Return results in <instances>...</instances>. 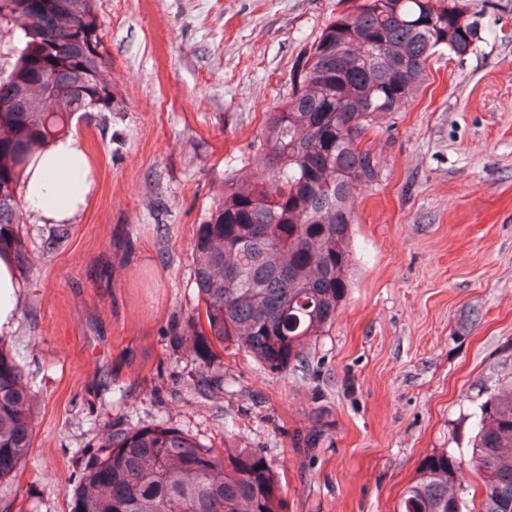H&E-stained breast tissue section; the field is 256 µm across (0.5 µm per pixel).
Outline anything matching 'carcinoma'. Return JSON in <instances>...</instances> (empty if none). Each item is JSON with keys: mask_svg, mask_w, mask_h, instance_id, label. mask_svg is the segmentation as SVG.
Instances as JSON below:
<instances>
[{"mask_svg": "<svg viewBox=\"0 0 512 512\" xmlns=\"http://www.w3.org/2000/svg\"><path fill=\"white\" fill-rule=\"evenodd\" d=\"M0 18L25 36L0 82V252L23 260L29 160L83 108L112 111L113 96L101 80L96 0H0ZM477 40L465 0H361L298 57L291 93L266 119L269 174L227 178L193 239L197 307L182 334L204 368L226 344L273 373L299 366L351 287L350 199L379 174L363 138L410 104L435 54L461 58ZM34 399L20 364L0 351V484L26 461ZM474 417L469 462L452 452L426 458L398 512L512 509V381L487 391ZM466 464L482 480L477 509L464 497ZM70 494L71 512H285L266 458L249 448L223 454L165 422L112 429Z\"/></svg>", "mask_w": 512, "mask_h": 512, "instance_id": "cac0c4a2", "label": "carcinoma"}]
</instances>
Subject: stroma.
Returning <instances> with one entry per match:
<instances>
[{"label": "stroma", "mask_w": 512, "mask_h": 512, "mask_svg": "<svg viewBox=\"0 0 512 512\" xmlns=\"http://www.w3.org/2000/svg\"><path fill=\"white\" fill-rule=\"evenodd\" d=\"M479 39L436 54L406 111L363 140L352 285L302 367L235 346L216 385L178 333L191 243L232 170L267 169L265 120L343 0H97L113 109L71 133L96 175L70 224L27 212L17 323L0 348L36 396L8 512H71L113 426L178 428L275 469L285 512H396L423 461L468 454L474 405L512 382V0H467Z\"/></svg>", "instance_id": "1"}]
</instances>
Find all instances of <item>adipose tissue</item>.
Returning a JSON list of instances; mask_svg holds the SVG:
<instances>
[{
  "label": "adipose tissue",
  "mask_w": 512,
  "mask_h": 512,
  "mask_svg": "<svg viewBox=\"0 0 512 512\" xmlns=\"http://www.w3.org/2000/svg\"><path fill=\"white\" fill-rule=\"evenodd\" d=\"M24 200L45 224H69L83 211L95 187L78 140L58 137L26 169ZM19 283L10 256L0 257V335L11 332L20 306Z\"/></svg>",
  "instance_id": "ef3b65f1"
}]
</instances>
